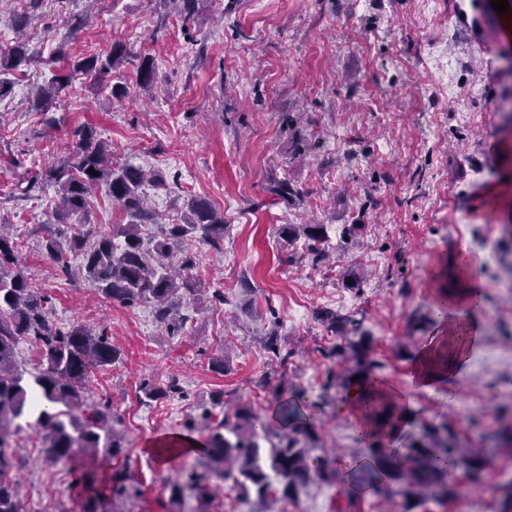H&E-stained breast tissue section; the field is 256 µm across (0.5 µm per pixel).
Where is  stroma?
Returning a JSON list of instances; mask_svg holds the SVG:
<instances>
[{"label": "stroma", "instance_id": "obj_1", "mask_svg": "<svg viewBox=\"0 0 512 512\" xmlns=\"http://www.w3.org/2000/svg\"><path fill=\"white\" fill-rule=\"evenodd\" d=\"M164 15L167 34L153 38ZM77 16L83 23L73 33ZM20 33L31 61L0 100V224L19 236L21 269L51 297L57 325L105 327L120 348L87 389L122 418L128 473L142 491L133 512H171L168 482L193 458L160 465L144 445L182 431L211 408L214 393H223L225 412L243 403L264 416L278 389L322 395L331 367L320 354L330 342L316 317L322 309L364 313L373 356L393 387L410 391L411 423L395 447L446 423L462 444L490 456L485 484L512 477V456L478 437L512 423V294L504 291L512 278V124L503 118L512 113V99L503 98L512 87V9L496 12L490 0H196L185 26L175 0H41L32 13L26 0H0V52ZM115 42L153 58V97L138 95L127 63L112 73L128 86L126 97L109 99L104 83L85 78L58 97L56 122L46 126L28 104L33 88ZM441 44L452 61L450 94L428 64ZM83 125L111 143L114 163L164 175L166 186L146 188L160 223H181L193 196L224 217L222 252L186 244L203 291L186 308L181 335H168L148 304L124 306L64 277L41 249L37 227L57 194L46 185L28 196L21 185L63 159ZM297 138L322 146L298 155ZM280 181L301 188L302 199L274 195ZM285 224L324 225L332 269L288 264L302 245L282 239ZM462 250L474 257L486 294L476 314L478 359L434 391L413 389L420 340L410 320L430 302L419 278L447 269ZM356 279L358 291L350 286ZM216 290L224 303L214 302ZM273 333L294 352L287 368L267 350ZM217 356L220 373L211 367ZM171 375L184 397L140 401L144 379ZM264 375L269 387L256 388ZM341 403L333 394L307 412L318 435L310 457H364ZM17 441L22 512H79L66 466L41 462L35 432ZM351 495L344 484L315 479L272 510L349 512Z\"/></svg>", "mask_w": 512, "mask_h": 512}]
</instances>
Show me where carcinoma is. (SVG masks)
Here are the masks:
<instances>
[{
    "instance_id": "carcinoma-1",
    "label": "carcinoma",
    "mask_w": 512,
    "mask_h": 512,
    "mask_svg": "<svg viewBox=\"0 0 512 512\" xmlns=\"http://www.w3.org/2000/svg\"><path fill=\"white\" fill-rule=\"evenodd\" d=\"M129 57L127 47L114 43L106 57L92 56L72 63L66 76L54 75L47 84L38 85L34 102L49 113L59 94L79 76L106 77ZM28 60L27 48L14 41L0 54V98L6 96L12 82L8 75ZM138 86L150 88L153 60L145 57L137 67ZM162 184L159 175H148L130 164L112 165V152L91 126L73 132L69 157L45 167L27 185L29 194L42 184L55 186L58 203L51 213V223L43 225L41 247L64 276L71 277L69 257H82L84 278L107 299L121 304L146 302L154 306L155 318L177 336L185 326L181 313L187 298L197 292L192 274L195 256L186 251L174 258L172 245L195 237L220 251L224 244V218L203 199H192L181 224H155L154 214L144 197L146 183ZM102 189L129 218L117 227L122 241L86 227L81 220L87 199ZM157 225L153 248L144 247L143 229ZM302 235L306 239L303 256L313 265L324 262V225L284 224L281 236L287 241ZM50 298L34 288L21 272L15 238L0 225V512H21L18 478L21 455L15 437L21 422L32 427L42 440L44 462L70 465L74 474L71 487L81 502V512H121L115 501L138 497L139 489L129 483L126 466L112 468L106 462L124 452L116 428L119 416L112 404L100 400L87 402V380L91 374L112 365L119 352L106 332H96L81 323L68 328L56 326L50 317ZM319 318L328 329L341 334L345 345H334L324 352L330 359L350 360V374L330 373L326 389H347L352 378H378L384 364L367 354L363 340H355L363 318L352 314L336 317L322 313ZM448 318V294L438 295L428 316L419 318L420 328ZM34 345L39 359L35 372L24 376L17 365L18 345ZM149 399L181 395L179 381L172 376L162 385L147 380L139 388ZM304 394L291 393V399L279 406L275 417H264L249 406L236 408L234 417L210 410L201 414V423H184L192 434L201 433L203 450L195 455L190 470L182 480L169 483L173 512H209L207 499L211 490L224 483L257 502L269 504L290 498L294 491L316 477L329 484L339 480V473L318 459L312 460L299 447L300 438L312 437L309 427L295 422V406ZM270 444L263 456L259 441ZM369 462L361 473L378 480L376 492L384 501L397 498L405 504L404 512L428 501L444 505L456 498L461 478L472 484L482 483L490 459L482 448H465L448 424L433 426L413 440L406 453L398 456L382 445L381 435L367 437ZM497 512H512V478L498 489Z\"/></svg>"
}]
</instances>
